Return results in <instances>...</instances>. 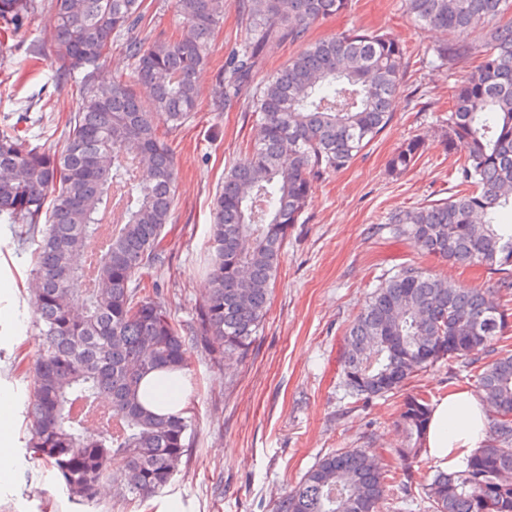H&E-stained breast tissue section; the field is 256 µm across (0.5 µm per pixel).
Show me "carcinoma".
Instances as JSON below:
<instances>
[{
    "mask_svg": "<svg viewBox=\"0 0 512 512\" xmlns=\"http://www.w3.org/2000/svg\"><path fill=\"white\" fill-rule=\"evenodd\" d=\"M145 0H0V53L29 41L44 8L50 77L65 87L77 73L78 110L56 144L46 116L39 132L0 123V225L33 246L30 297L38 356L29 368L28 446L76 500L94 502L112 483L145 501L177 472L192 417L150 405L152 372L193 385L180 323L142 274L163 261L175 210L177 170L159 124L176 128L198 109L195 75L211 54L225 0H177L181 35L154 33ZM419 25L448 31L439 65L473 60L451 90L444 131L460 175L452 196L397 212L394 230L440 258L496 271L512 266V0H404ZM249 38L219 76L218 103L240 96L263 45L301 49L270 73L254 112L264 135L224 174L214 198L209 289L193 334L205 349L246 354L268 311L288 230L299 223L315 180L347 167L390 123L406 68L401 44L352 30L309 42L318 21L348 0H242ZM486 39L470 35L478 27ZM131 61L130 81L98 83L113 46ZM152 91L147 100L135 90ZM424 152L410 138L390 159L400 176ZM512 274L485 288L404 267L368 296L348 331L345 384L357 398L385 396L444 361L474 369L491 408L485 440L466 468L437 469L423 484L427 512H512ZM429 402L410 395L398 415L403 461L425 452ZM387 469L368 448L325 455L289 489L275 512H381Z\"/></svg>",
    "mask_w": 512,
    "mask_h": 512,
    "instance_id": "1",
    "label": "carcinoma"
}]
</instances>
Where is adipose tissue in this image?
I'll return each mask as SVG.
<instances>
[{
  "mask_svg": "<svg viewBox=\"0 0 512 512\" xmlns=\"http://www.w3.org/2000/svg\"><path fill=\"white\" fill-rule=\"evenodd\" d=\"M487 406L468 390L449 392L431 410L426 446L431 456L456 470L486 435Z\"/></svg>",
  "mask_w": 512,
  "mask_h": 512,
  "instance_id": "adipose-tissue-1",
  "label": "adipose tissue"
}]
</instances>
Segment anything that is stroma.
<instances>
[{
  "label": "stroma",
  "mask_w": 512,
  "mask_h": 512,
  "mask_svg": "<svg viewBox=\"0 0 512 512\" xmlns=\"http://www.w3.org/2000/svg\"><path fill=\"white\" fill-rule=\"evenodd\" d=\"M246 24L239 0H227L212 55L196 76L198 110L164 134L178 167L175 218L164 240L167 258L144 280L157 283L187 334L208 287L202 266L217 186L260 135L252 101L263 80L297 51L285 42H267L238 102L215 111L218 75L230 51L245 43ZM348 30L386 33L405 47L407 68L393 120L348 168L314 181L307 210L283 245L270 309L247 355L229 356L218 365L192 344L196 386L185 389L184 404L191 409L193 436L171 483L152 500L142 503L107 489L94 504H77L26 448V371L37 357L29 334L30 266L9 236H0V283L9 285L0 292L5 327L0 390L19 398L11 418L22 462L13 480L0 481V512H274L284 492L320 458L346 448L372 449L389 465L387 512H421L427 466L394 456L404 444L397 414L405 395L419 392L435 403L449 391L474 389V379L460 363L445 362L413 376L401 392L354 398L340 367L346 332L369 293L400 268H430L472 286L494 283L500 274L481 265L440 261L397 237L388 223L396 210L445 199L454 191L443 133L451 106L448 88L462 67L432 64L450 34L415 25L403 0H351L307 37L314 41ZM13 63L0 58V81L13 88L12 96L0 97V118L17 121L30 100L65 127L76 108L70 89L50 80L45 61H32V74L21 77L14 75ZM415 136L425 143L422 157L402 176L390 175L389 159Z\"/></svg>",
  "instance_id": "stroma-1"
}]
</instances>
